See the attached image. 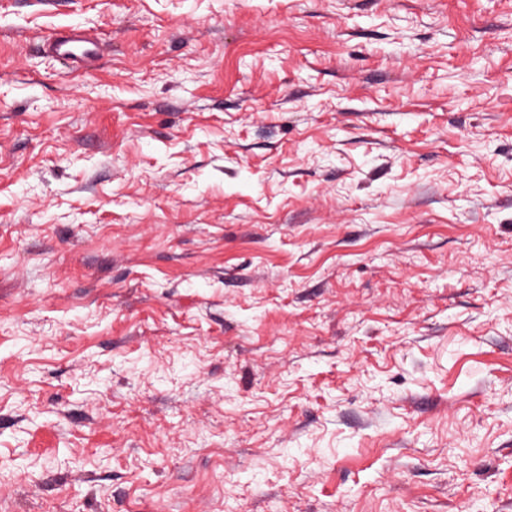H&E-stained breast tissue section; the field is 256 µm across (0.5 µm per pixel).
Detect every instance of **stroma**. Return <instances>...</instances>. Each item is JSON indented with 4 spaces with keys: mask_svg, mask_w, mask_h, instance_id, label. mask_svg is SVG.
<instances>
[{
    "mask_svg": "<svg viewBox=\"0 0 512 512\" xmlns=\"http://www.w3.org/2000/svg\"><path fill=\"white\" fill-rule=\"evenodd\" d=\"M0 512H512V0H0ZM42 48L76 69L92 67L100 59L98 42L80 31L67 36H50L43 41Z\"/></svg>",
    "mask_w": 512,
    "mask_h": 512,
    "instance_id": "1",
    "label": "stroma"
}]
</instances>
